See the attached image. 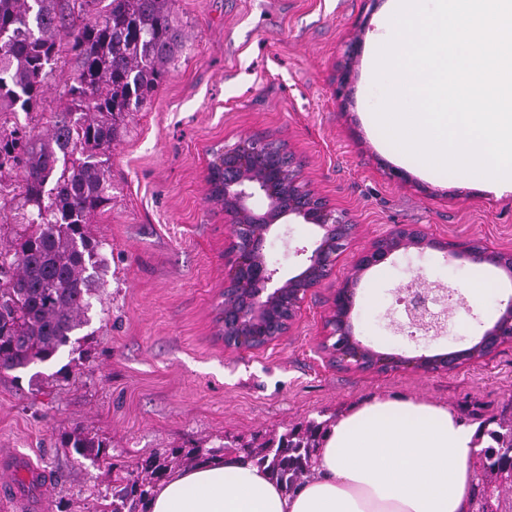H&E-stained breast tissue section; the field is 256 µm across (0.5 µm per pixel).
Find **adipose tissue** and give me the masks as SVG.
I'll use <instances>...</instances> for the list:
<instances>
[{
  "instance_id": "adipose-tissue-1",
  "label": "adipose tissue",
  "mask_w": 512,
  "mask_h": 512,
  "mask_svg": "<svg viewBox=\"0 0 512 512\" xmlns=\"http://www.w3.org/2000/svg\"><path fill=\"white\" fill-rule=\"evenodd\" d=\"M489 443L447 407L376 398L328 429L295 492L244 456H219L171 473L146 512H469V460Z\"/></svg>"
}]
</instances>
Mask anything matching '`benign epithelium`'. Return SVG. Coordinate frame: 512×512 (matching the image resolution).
Returning <instances> with one entry per match:
<instances>
[{
  "label": "benign epithelium",
  "mask_w": 512,
  "mask_h": 512,
  "mask_svg": "<svg viewBox=\"0 0 512 512\" xmlns=\"http://www.w3.org/2000/svg\"><path fill=\"white\" fill-rule=\"evenodd\" d=\"M263 206L255 207V200ZM224 214L230 218L234 255L230 280L224 288V346L260 349L278 340L295 324L308 291L327 276L329 266L340 256L352 238L354 225L343 211L330 208L300 181L284 150L272 154L264 143L243 140L224 150ZM295 215L318 227L322 234L298 274L279 275V268L266 260L267 236L282 218ZM410 247L447 251L454 259L480 260L467 245L456 250L450 242L429 236L411 225H398L355 258L356 271L370 269L400 249ZM356 280L346 279L334 294L331 312L325 320L321 350L333 363L345 362L361 370H388L412 366L424 370H453L463 361L478 362L502 344L512 340V301L480 341L459 351L406 359L381 353L355 338L350 313L354 306ZM438 301L433 289L412 291L406 313L410 324L424 338L438 335L448 323V309L434 310ZM340 338L337 347L329 340Z\"/></svg>",
  "instance_id": "1"
}]
</instances>
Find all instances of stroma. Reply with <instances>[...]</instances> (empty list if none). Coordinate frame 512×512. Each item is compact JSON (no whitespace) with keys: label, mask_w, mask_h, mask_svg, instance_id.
I'll list each match as a JSON object with an SVG mask.
<instances>
[{"label":"stroma","mask_w":512,"mask_h":512,"mask_svg":"<svg viewBox=\"0 0 512 512\" xmlns=\"http://www.w3.org/2000/svg\"><path fill=\"white\" fill-rule=\"evenodd\" d=\"M387 0H176L190 48L110 152L112 207L90 232L110 248L102 286L78 351L40 364L61 367V385L37 387L29 372L0 374V457L27 454L45 475L44 512H96L112 472L74 461L62 446L74 429L107 445L113 463L134 467L164 448H241L308 420L335 422L373 398L417 397L463 420L512 399V344L451 371H361L328 365L319 350L337 288L357 277L354 334L405 358L478 342L507 304L508 279L483 261L410 249L356 272L354 256L397 224L430 236L512 250V192L495 194L457 173L422 175L398 162L367 124L382 100L364 60ZM268 138L294 153L302 184L345 211L347 250L305 297L287 335L260 350L225 347L216 320L228 272L230 224L208 202L214 149ZM319 229L293 216L270 233L265 254L282 273L302 267ZM494 287L469 301L474 271ZM445 286L465 303L448 330L411 337L396 301L406 289Z\"/></svg>","instance_id":"stroma-1"}]
</instances>
